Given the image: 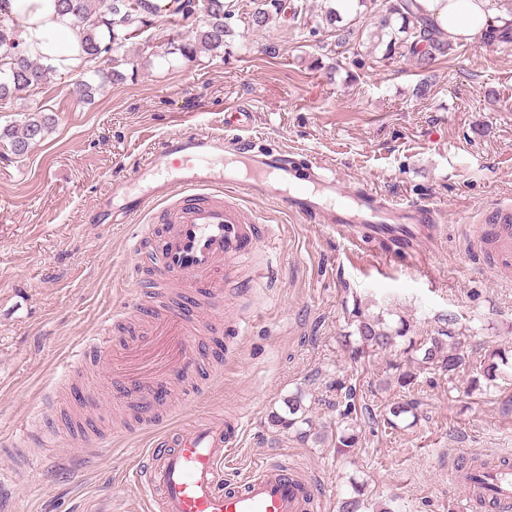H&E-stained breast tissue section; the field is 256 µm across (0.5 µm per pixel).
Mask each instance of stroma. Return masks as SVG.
Here are the masks:
<instances>
[{
  "label": "stroma",
  "instance_id": "stroma-1",
  "mask_svg": "<svg viewBox=\"0 0 512 512\" xmlns=\"http://www.w3.org/2000/svg\"><path fill=\"white\" fill-rule=\"evenodd\" d=\"M233 33L223 57L196 66L168 60L169 40L184 26L162 17L147 36L133 73L85 103L78 72L0 109V126L40 107L56 116L53 132L16 157L0 145V443L8 442L41 399L59 389L64 361L102 318L135 290L128 247L137 225L100 224L95 212L112 183L163 138L208 129L232 147L257 138L290 160L335 170L345 185L433 209L441 232L411 256L395 246L355 247L323 225L280 211L268 200L249 206L268 243L237 268L247 293L203 337L223 345L208 362L194 407L182 423L211 413L245 416L239 467L274 457L314 477L322 512H338L352 482L366 484L369 512H459L464 491L449 478L461 455L512 456V380L472 389V370L448 378L427 370L413 389L391 382L388 356L351 360L341 341L353 332L345 309L358 295L411 335L439 329L442 315L466 327L474 366L489 349L512 347V273L493 274L477 242L495 207L512 205V44H465L437 61L426 97L422 71L387 60L370 39L381 0L343 17L354 39L341 46L323 19V0H305L291 24L255 30L252 0H235ZM278 47L269 55L265 45ZM249 127L226 125L232 112ZM356 388V448L338 455L343 394ZM304 392L322 442L299 440L270 423L283 400ZM414 402L415 423L389 427L392 406ZM129 432L93 423L95 454L63 439L53 460L12 489V512H128L136 491L128 472L149 442L128 410Z\"/></svg>",
  "mask_w": 512,
  "mask_h": 512
}]
</instances>
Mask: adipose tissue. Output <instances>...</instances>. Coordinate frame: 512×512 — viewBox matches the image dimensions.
<instances>
[{
    "label": "adipose tissue",
    "mask_w": 512,
    "mask_h": 512,
    "mask_svg": "<svg viewBox=\"0 0 512 512\" xmlns=\"http://www.w3.org/2000/svg\"><path fill=\"white\" fill-rule=\"evenodd\" d=\"M425 13L439 28L460 41H481L487 24L512 23L502 14L496 0H419ZM10 9L22 27V47L29 54L42 56L59 71L81 63L79 37L68 15L58 13L54 0H11Z\"/></svg>",
    "instance_id": "1"
}]
</instances>
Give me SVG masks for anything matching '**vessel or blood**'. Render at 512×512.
Instances as JSON below:
<instances>
[{"label":"vessel or blood","mask_w":512,"mask_h":512,"mask_svg":"<svg viewBox=\"0 0 512 512\" xmlns=\"http://www.w3.org/2000/svg\"><path fill=\"white\" fill-rule=\"evenodd\" d=\"M249 197L267 199L359 245L396 237L410 254L438 233L429 208L350 190L333 175L301 173L280 150L250 138L238 140L228 158L223 136L200 130L166 137L139 158L131 175L105 196L99 221L139 226L129 251L137 258L134 274L145 280L126 314L142 318L144 326L126 325V315H114L71 351L65 367H107L120 354L123 370L111 381L113 401L124 407L136 400L144 428L155 432L132 477L146 512L320 509L312 478L280 459L254 462L243 476L228 478L242 419L216 416L179 432L158 429L171 382L195 377L204 362L197 318L223 310L232 261L260 239L256 214L242 204ZM154 200L163 204L158 223L139 224L145 203ZM479 236L491 244L496 270L511 271L512 208L492 212ZM61 434L56 424L22 427L16 445L25 468L52 455ZM455 480L467 501L512 512L511 463L501 462L482 484L460 474Z\"/></svg>","instance_id":"vessel-or-blood-1"}]
</instances>
